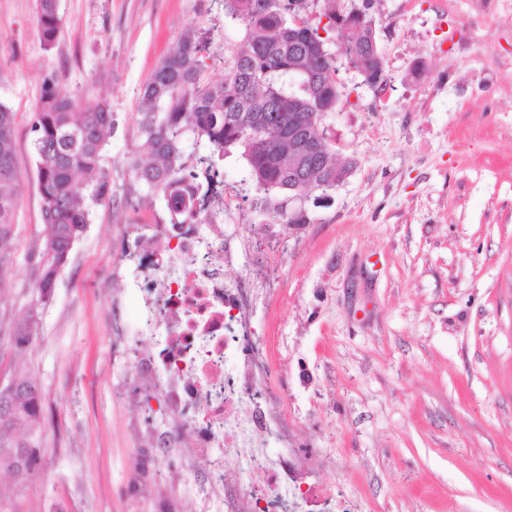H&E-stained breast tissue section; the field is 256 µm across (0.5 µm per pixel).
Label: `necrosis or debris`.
<instances>
[{
    "label": "necrosis or debris",
    "instance_id": "necrosis-or-debris-1",
    "mask_svg": "<svg viewBox=\"0 0 512 512\" xmlns=\"http://www.w3.org/2000/svg\"><path fill=\"white\" fill-rule=\"evenodd\" d=\"M164 233L169 249L151 264L165 275L144 279L141 288L140 327L154 349L139 360L173 421L162 443L173 447L191 434L192 461L205 466L224 512H303L313 495L334 500V490H316L298 452L274 453L256 439L260 432L280 436V391L245 316V283L225 282L210 267L214 245L196 225L168 224ZM232 458L247 470L239 485L224 481Z\"/></svg>",
    "mask_w": 512,
    "mask_h": 512
}]
</instances>
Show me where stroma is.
Returning <instances> with one entry per match:
<instances>
[{
    "instance_id": "1",
    "label": "stroma",
    "mask_w": 512,
    "mask_h": 512,
    "mask_svg": "<svg viewBox=\"0 0 512 512\" xmlns=\"http://www.w3.org/2000/svg\"><path fill=\"white\" fill-rule=\"evenodd\" d=\"M44 49L36 0H0V103L15 117L18 206L0 293V381L43 396L32 476L0 472V512H146L164 493L179 512H224L189 442L152 450L162 398L117 354L144 300L137 258L162 252L173 215L134 177L149 154L141 93L188 30L208 33L205 72L236 34L222 0H58ZM388 83L376 92L339 65L324 125L349 177L308 192L310 221L254 204L245 160H218L223 188L198 182L197 210L224 227L212 261L228 280L266 277L248 296L256 336L283 373L288 440L353 512H512V0H372ZM107 99L114 132L107 193L49 297L32 126L46 82ZM34 341L16 349L29 310Z\"/></svg>"
}]
</instances>
